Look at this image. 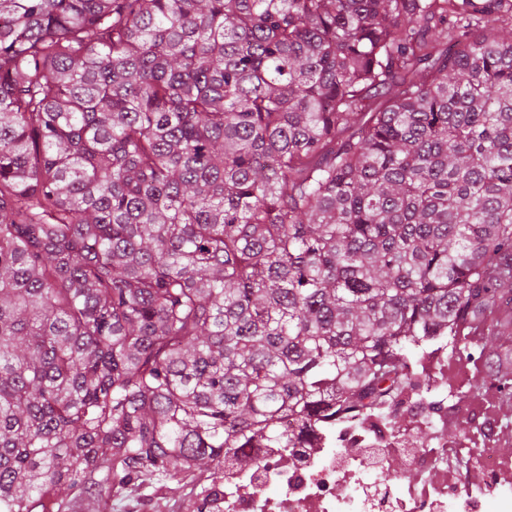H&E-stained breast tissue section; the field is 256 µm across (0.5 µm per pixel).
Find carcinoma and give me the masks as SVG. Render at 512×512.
Masks as SVG:
<instances>
[{
  "label": "carcinoma",
  "mask_w": 512,
  "mask_h": 512,
  "mask_svg": "<svg viewBox=\"0 0 512 512\" xmlns=\"http://www.w3.org/2000/svg\"><path fill=\"white\" fill-rule=\"evenodd\" d=\"M512 0H0V512L417 382L512 394Z\"/></svg>",
  "instance_id": "cac0c4a2"
}]
</instances>
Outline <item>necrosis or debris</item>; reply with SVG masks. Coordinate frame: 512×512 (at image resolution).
Segmentation results:
<instances>
[{"mask_svg":"<svg viewBox=\"0 0 512 512\" xmlns=\"http://www.w3.org/2000/svg\"><path fill=\"white\" fill-rule=\"evenodd\" d=\"M383 413L328 421L317 447L297 462L262 448L257 471L224 468V512H512V495L482 500L463 476H449L448 445H406ZM403 456L415 473L405 486L386 480L382 460Z\"/></svg>","mask_w":512,"mask_h":512,"instance_id":"necrosis-or-debris-1","label":"necrosis or debris"}]
</instances>
